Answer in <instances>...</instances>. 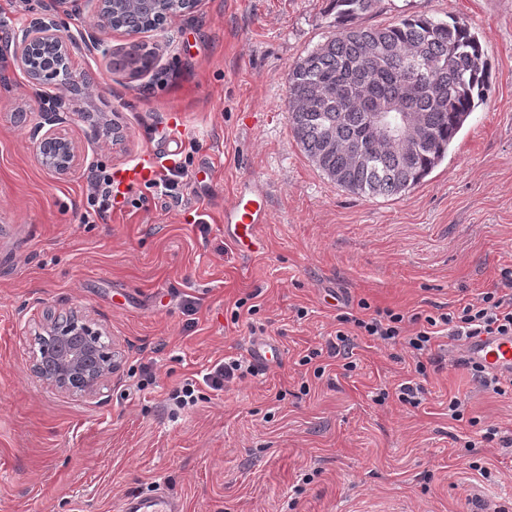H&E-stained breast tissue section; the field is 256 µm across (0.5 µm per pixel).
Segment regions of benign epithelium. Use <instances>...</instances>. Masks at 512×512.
<instances>
[{"label":"benign epithelium","instance_id":"obj_1","mask_svg":"<svg viewBox=\"0 0 512 512\" xmlns=\"http://www.w3.org/2000/svg\"><path fill=\"white\" fill-rule=\"evenodd\" d=\"M79 2L51 0L41 14L0 42V56L12 59L28 85L39 89L36 157L45 170L60 178L72 176L77 169L78 145L64 130L73 116H79L94 137L122 140L121 130L110 125L104 113L76 109V97L93 86V79L85 71L74 70L75 54L83 48L100 49L102 33L120 30L132 39L142 33L139 28L121 25L117 0H92L93 25L78 37L67 34L62 16L79 9ZM197 4L198 0H156L159 21L165 24L191 13ZM368 133L372 139L394 140L406 150L425 138L428 130L406 112L391 117L389 110L383 109L370 114ZM30 361L32 372L44 384L79 397L100 394L119 366L108 334L75 313L46 321L36 337Z\"/></svg>","mask_w":512,"mask_h":512}]
</instances>
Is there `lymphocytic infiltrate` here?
I'll use <instances>...</instances> for the list:
<instances>
[{"instance_id":"lymphocytic-infiltrate-1","label":"lymphocytic infiltrate","mask_w":512,"mask_h":512,"mask_svg":"<svg viewBox=\"0 0 512 512\" xmlns=\"http://www.w3.org/2000/svg\"><path fill=\"white\" fill-rule=\"evenodd\" d=\"M336 322L335 342L329 343L326 350L311 351L303 357V364H311L324 353L331 357L340 355L349 350L358 336L375 338L390 347L401 346L414 360L418 379L401 384L398 399L402 404L416 407L425 392L421 379L426 376L427 368L422 358L431 353L437 337L448 335L465 340L484 334H512V265L500 268L493 290L478 294L452 311L408 316L389 308H371L362 300L357 311L337 314Z\"/></svg>"}]
</instances>
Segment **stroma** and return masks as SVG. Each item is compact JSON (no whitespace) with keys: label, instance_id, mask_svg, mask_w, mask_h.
Instances as JSON below:
<instances>
[{"label":"stroma","instance_id":"obj_1","mask_svg":"<svg viewBox=\"0 0 512 512\" xmlns=\"http://www.w3.org/2000/svg\"><path fill=\"white\" fill-rule=\"evenodd\" d=\"M401 15L464 18L491 78L447 157L389 197L328 180L289 126L288 70L335 31L330 0H199L140 35L159 49L145 70L116 67L131 40L106 35L111 57L76 58L97 77L78 106L116 120L125 140L73 123L84 162L67 178L38 163L39 103L0 58V512H122L126 497L158 493L181 512H512V447L461 446L490 426L512 435V395L454 366L457 341L438 338L443 367L416 408L395 394L414 376L401 349L357 339V369L324 356L319 378L302 362L359 300L428 313L491 290L512 264V0H379L359 22ZM173 149L188 171L180 199L141 184L84 223L91 167L162 163ZM245 182L261 185L267 210L249 246L224 227ZM50 311L83 313L111 336L121 366L102 396L32 373ZM256 339L281 351L263 375L169 405ZM454 395L464 420L448 415Z\"/></svg>","mask_w":512,"mask_h":512}]
</instances>
